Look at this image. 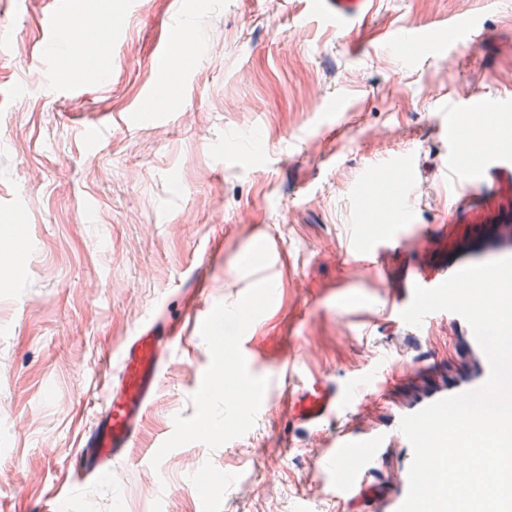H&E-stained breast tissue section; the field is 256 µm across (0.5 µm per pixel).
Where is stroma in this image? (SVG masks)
<instances>
[{
  "instance_id": "stroma-1",
  "label": "stroma",
  "mask_w": 512,
  "mask_h": 512,
  "mask_svg": "<svg viewBox=\"0 0 512 512\" xmlns=\"http://www.w3.org/2000/svg\"><path fill=\"white\" fill-rule=\"evenodd\" d=\"M308 2L74 0L78 17L125 27L100 55L107 81L71 76L58 97L33 80L52 0H0L16 46L0 52V512L64 493L75 481L65 457L101 410L126 339L153 318L181 334L204 303L209 327L175 347L139 448L78 483L60 512H372L384 481L337 503L319 434L291 425L283 389L249 390L246 371L271 377L291 355L299 383L341 385L381 358L425 357L442 376L457 367L447 321L419 331L383 306L442 261L443 216L465 240L489 213L512 227V172L452 196L431 105L436 91L512 97V9L378 0L337 30L300 24ZM472 15L485 32L476 53L413 61L393 49L405 26ZM179 17L198 38L189 66L165 62ZM150 95L170 119L142 113ZM98 124L107 135L92 147L83 130ZM406 153L410 244L349 277L354 236L381 234L362 179ZM259 240L269 280L243 262ZM217 375L240 393L228 426L223 398L202 402Z\"/></svg>"
}]
</instances>
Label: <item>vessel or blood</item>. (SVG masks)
<instances>
[{
    "label": "vessel or blood",
    "mask_w": 512,
    "mask_h": 512,
    "mask_svg": "<svg viewBox=\"0 0 512 512\" xmlns=\"http://www.w3.org/2000/svg\"><path fill=\"white\" fill-rule=\"evenodd\" d=\"M368 0H317L315 8L324 20L337 28L347 26L359 17ZM72 13L71 0H54V9L45 21L50 33L51 59L35 73L36 82L63 89L61 61L69 54L96 57L98 51L112 43L111 28L87 32L77 23L60 27L63 17ZM450 39L448 47L454 51L475 47L484 31L479 18L452 19L444 25ZM181 36L172 57L188 63L197 56L196 41L188 23H181ZM397 40L412 56H420L432 43L430 34L419 27H407L396 34ZM433 104L441 121L439 130L448 137L451 149L441 161V171L449 175L457 190L467 192L476 186L483 173L492 169L512 171V153L499 149L494 128L498 117L512 113V98L484 101L472 98L459 102L452 97L434 96ZM478 118L485 122V130L475 132L471 138L473 148L463 152L459 146L461 116ZM404 170L403 179L395 181L389 201L398 204L408 200L413 178L410 157L389 160L372 167L363 179V195H371L380 183L390 179L394 170ZM375 220L383 228L381 237L359 242L358 249L364 257L366 268L380 267L383 249L402 248L404 226L401 219L388 218L384 208L373 211ZM512 257V232L495 229L467 247L455 251L434 273L416 271L411 281L431 289L437 287L462 267L496 259ZM460 333L461 346L466 355L465 368L450 373L447 380L438 384L427 383L430 365L427 362L383 363L353 381L349 388L332 382L291 387L288 398L292 416L297 426L319 428L333 420L339 411L352 404L353 396H360L368 410L393 405L394 411L387 427L370 432H360L348 425L337 426L322 440V465L325 473L336 478L337 500H353L374 479L382 462L396 456L398 467L391 476L392 487L387 495L377 501L374 512H398L409 488V469L413 459L410 443L399 429L403 416L415 413L441 399L480 388L490 374L489 361L466 322L458 314L443 312ZM175 344L167 325L151 320L142 325L123 345L119 365L112 381L105 389L106 404L87 429L83 442L66 459L75 473L87 479L111 472L121 463L138 441L145 414L159 388L167 368L166 355ZM419 382L418 391L407 401H394L396 388L406 380Z\"/></svg>",
    "instance_id": "1"
}]
</instances>
